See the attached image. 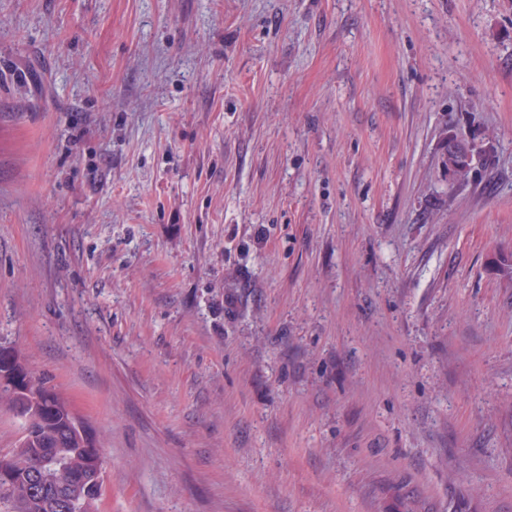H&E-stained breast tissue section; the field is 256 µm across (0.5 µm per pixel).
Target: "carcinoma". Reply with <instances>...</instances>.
<instances>
[{
    "mask_svg": "<svg viewBox=\"0 0 512 512\" xmlns=\"http://www.w3.org/2000/svg\"><path fill=\"white\" fill-rule=\"evenodd\" d=\"M471 149L448 144L446 165L459 183L468 181ZM6 405L25 419V428L12 450L14 467L21 477L38 476L48 487L15 502L0 493V512H63V506L74 500L68 485L69 472L85 461L86 437L72 425L70 404L33 377L28 392L0 388V405Z\"/></svg>",
    "mask_w": 512,
    "mask_h": 512,
    "instance_id": "carcinoma-1",
    "label": "carcinoma"
}]
</instances>
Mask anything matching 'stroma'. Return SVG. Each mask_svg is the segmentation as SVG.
<instances>
[{
  "label": "stroma",
  "mask_w": 512,
  "mask_h": 512,
  "mask_svg": "<svg viewBox=\"0 0 512 512\" xmlns=\"http://www.w3.org/2000/svg\"><path fill=\"white\" fill-rule=\"evenodd\" d=\"M0 346L100 512H512V0H0ZM471 151L472 150L469 146L460 149L458 142H451L448 144L446 165L448 166V171L459 183H465L468 181L471 170Z\"/></svg>",
  "instance_id": "obj_1"
}]
</instances>
